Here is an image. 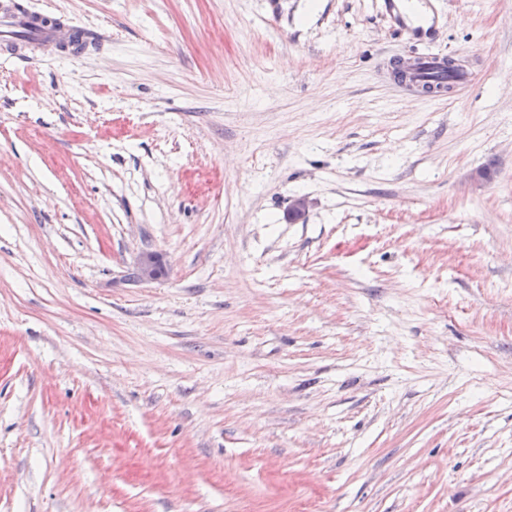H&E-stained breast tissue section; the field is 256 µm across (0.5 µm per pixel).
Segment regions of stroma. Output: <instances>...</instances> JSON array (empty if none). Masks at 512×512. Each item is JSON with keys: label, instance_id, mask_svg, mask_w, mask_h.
Listing matches in <instances>:
<instances>
[{"label": "stroma", "instance_id": "1", "mask_svg": "<svg viewBox=\"0 0 512 512\" xmlns=\"http://www.w3.org/2000/svg\"><path fill=\"white\" fill-rule=\"evenodd\" d=\"M29 2L112 38L0 60V512H512V0L439 102L378 0ZM165 268L162 256L158 253H146L139 259L135 270V278L139 282H152L160 279V268Z\"/></svg>", "mask_w": 512, "mask_h": 512}]
</instances>
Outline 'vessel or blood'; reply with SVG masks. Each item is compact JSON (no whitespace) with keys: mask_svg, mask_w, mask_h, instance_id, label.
<instances>
[{"mask_svg":"<svg viewBox=\"0 0 512 512\" xmlns=\"http://www.w3.org/2000/svg\"><path fill=\"white\" fill-rule=\"evenodd\" d=\"M393 27L407 34L418 49L411 56L412 69L402 88L411 92L444 78L446 55L432 49L429 25L405 9V0H381ZM105 34L80 24L75 18L51 10H33L18 0H0V55L29 62L65 54L82 57L103 42Z\"/></svg>","mask_w":512,"mask_h":512,"instance_id":"b4317fda","label":"vessel or blood"}]
</instances>
